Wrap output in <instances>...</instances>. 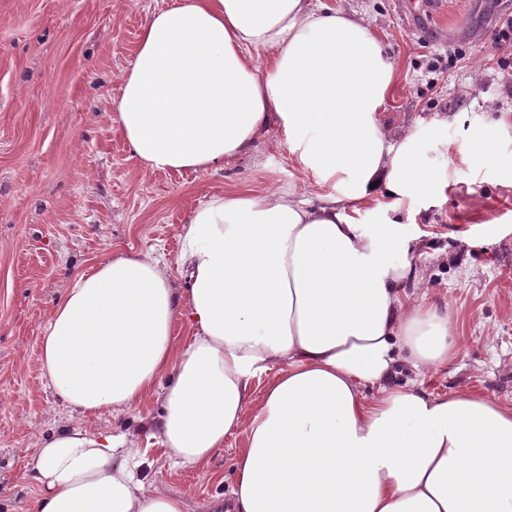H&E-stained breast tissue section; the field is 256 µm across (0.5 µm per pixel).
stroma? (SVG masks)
<instances>
[{
    "mask_svg": "<svg viewBox=\"0 0 512 512\" xmlns=\"http://www.w3.org/2000/svg\"><path fill=\"white\" fill-rule=\"evenodd\" d=\"M170 0H0V497L23 485L43 434L67 411L41 366L46 321L65 288L115 251L175 259L194 208L210 196L261 187H317L277 130L215 173H146L132 157L109 106L147 18ZM369 19L396 80L387 101L391 129L415 118L451 117L459 142L499 117L512 121V69L490 54L512 0H446L438 23L410 28L400 0H325ZM439 62L432 79L427 67ZM429 164L448 168V197L418 207L410 303L447 307L458 355L422 375L435 394L471 393L512 404V187L495 169L458 167L444 144ZM472 246H462L459 234ZM242 431L201 470H174L160 445L149 481L208 512L229 493Z\"/></svg>",
    "mask_w": 512,
    "mask_h": 512,
    "instance_id": "1",
    "label": "stroma"
}]
</instances>
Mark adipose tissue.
I'll use <instances>...</instances> for the list:
<instances>
[{
	"mask_svg": "<svg viewBox=\"0 0 512 512\" xmlns=\"http://www.w3.org/2000/svg\"><path fill=\"white\" fill-rule=\"evenodd\" d=\"M395 78L368 20L322 0H175L152 13L112 102L142 169L215 172L274 127L321 193L212 196L176 261L117 252L77 276L41 355L75 422L27 463L34 512H187L148 481L134 434L89 423L155 395L145 436L171 468H205L244 432L211 512H512V406L395 382L458 353L447 312L400 291L417 205L448 195L447 168L423 158L448 119L388 128ZM511 132L490 122L474 132L484 154L461 143L454 155L512 186L499 147ZM363 211L385 220L358 223Z\"/></svg>",
	"mask_w": 512,
	"mask_h": 512,
	"instance_id": "obj_1",
	"label": "adipose tissue"
}]
</instances>
